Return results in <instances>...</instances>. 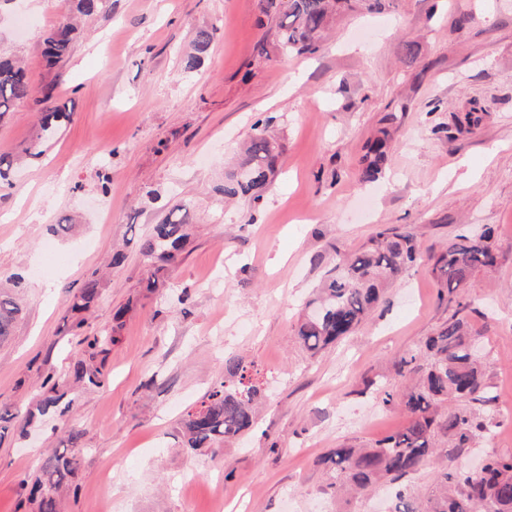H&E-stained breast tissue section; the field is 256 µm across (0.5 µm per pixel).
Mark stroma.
I'll list each match as a JSON object with an SVG mask.
<instances>
[{
  "label": "stroma",
  "instance_id": "obj_1",
  "mask_svg": "<svg viewBox=\"0 0 512 512\" xmlns=\"http://www.w3.org/2000/svg\"><path fill=\"white\" fill-rule=\"evenodd\" d=\"M64 12L63 0L0 6V55L19 59L33 88L0 124V155L19 161L0 188V276L25 277V314L0 345V400L26 408L46 373H66L80 351L69 298L114 249L126 260L105 270L88 322L111 326L137 301L107 355V387L79 393L68 414L84 437L66 512H390L387 486L336 500L318 460L406 425L371 386L404 389L396 363L455 310L438 299L429 258L483 224L496 230L498 263L464 294L495 407L512 410V0H395L347 18L315 54L288 57L258 56L259 0H109L50 69L43 40ZM212 24L209 54L184 70L196 30ZM404 40L419 48L410 66ZM48 86L72 120L42 140L36 100ZM475 106L482 126L458 131L453 113ZM390 112L389 166L362 183L367 141ZM268 117L278 174L260 206L225 202V162ZM179 203L192 230L183 260L138 298L142 239ZM66 218L75 232L51 234ZM388 225L415 235L422 262L351 336L311 355L295 326L313 288L336 253ZM228 354L258 371L256 427L184 453L182 413L223 377ZM434 442L448 467L473 465L512 449V422L461 455L446 435ZM66 447L48 423L1 433L0 512H27L24 480Z\"/></svg>",
  "mask_w": 512,
  "mask_h": 512
}]
</instances>
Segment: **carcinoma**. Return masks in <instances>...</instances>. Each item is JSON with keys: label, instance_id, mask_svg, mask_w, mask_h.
Returning a JSON list of instances; mask_svg holds the SVG:
<instances>
[{"label": "carcinoma", "instance_id": "carcinoma-1", "mask_svg": "<svg viewBox=\"0 0 512 512\" xmlns=\"http://www.w3.org/2000/svg\"><path fill=\"white\" fill-rule=\"evenodd\" d=\"M107 0H65L69 13L90 17L101 12ZM267 15L275 12L277 22L272 41L258 44L260 56L269 49L283 55L317 52L340 19L358 11L381 10L394 0H260ZM218 28L214 25L196 30L193 52L183 59L184 69H196L209 54ZM77 28L62 22L44 39L43 59L55 67L72 49ZM31 87L25 70L9 58L0 57V123L25 102ZM51 94L41 112L40 128L53 132L72 113L58 105H50ZM485 113L473 108L453 116L456 127L467 133L479 129ZM396 115L383 119L377 135L367 143L362 158L361 181L375 182L386 168L392 146V129ZM272 119L260 120L254 134L238 153L235 167L224 174V197L242 198L260 205L272 182L280 145L270 133ZM185 206L168 211L160 222L152 225L141 244V255L148 265L141 288L152 293L160 280L179 261L189 239V224L180 216ZM494 228L487 225L473 236L460 235L437 256L431 257L432 272L438 285V297L462 296L471 276L482 268L497 264L493 247ZM420 260L413 234L400 227L379 229L358 252L339 256L330 267L315 295L305 303L297 337L311 354L335 345L350 336L380 305L386 288L406 269ZM23 275L17 273L0 280V343L13 336L23 307L15 289L22 286ZM101 295V280L92 274L83 288L71 297L74 335L82 337L84 350L70 363L67 373H47L36 399L20 411L15 405L0 401V433L15 421L25 428L37 420L51 418L55 429L62 430L72 448L80 447L83 431L74 427L66 414L72 401L68 394L75 387L102 390L108 384L105 359L109 347L118 341L116 328L93 334L82 313L88 311ZM470 305L458 303V309L434 335L428 337L420 352L402 358L399 371L414 376L412 384L399 394L389 387L378 390V399L390 406L398 403L408 416L407 425L375 445L356 448L343 445L332 449L321 459L332 481L328 488L336 496L365 495L378 485L396 481L415 473L432 461L433 440L438 432L448 436L454 448H472L475 440L485 443L494 437L499 425L494 411L496 396L491 394L485 365L473 350L479 336L469 321ZM260 390L253 385L248 368L236 356L224 359V379L215 383L200 404L187 411L180 422L181 445L186 453L212 448L240 440L251 433L256 424V405ZM466 402L468 409L448 407L444 403ZM80 465L75 453H57L28 486L30 512H61L62 495L72 488ZM392 512H512V454H492L483 459L480 471L443 468L437 476L431 495L400 490Z\"/></svg>", "mask_w": 512, "mask_h": 512}]
</instances>
